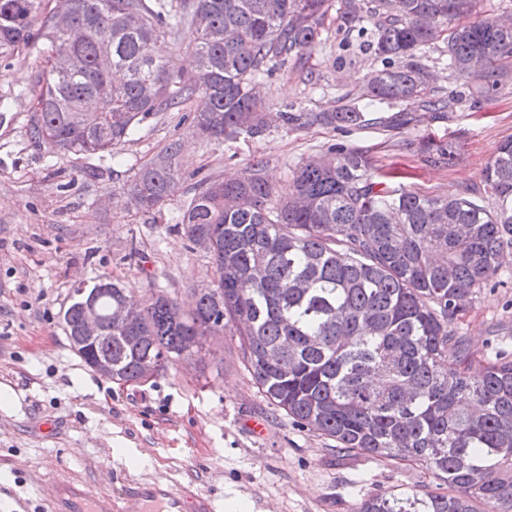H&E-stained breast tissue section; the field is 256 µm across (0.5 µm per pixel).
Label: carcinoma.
<instances>
[{
    "instance_id": "1",
    "label": "carcinoma",
    "mask_w": 512,
    "mask_h": 512,
    "mask_svg": "<svg viewBox=\"0 0 512 512\" xmlns=\"http://www.w3.org/2000/svg\"><path fill=\"white\" fill-rule=\"evenodd\" d=\"M43 0H0V58L47 46L73 52L82 70L38 75L40 119L27 135L44 136L64 154L113 153L149 116L196 99L198 134L207 140L260 137L269 128L254 93L269 64L293 62L307 79L331 9L337 27L366 37L381 60L362 97L398 104L379 118L404 129L416 112L443 119L453 99L429 87L420 51L437 43L472 105L509 78L512 26L474 15L475 0H69L72 22L59 29ZM193 30L195 71L170 68L160 43ZM89 99L105 116H84ZM286 126L360 127L365 113H279ZM406 149L450 165L456 145L427 138ZM184 145L170 142L130 187L151 213L172 196V169ZM254 160L234 181L206 180L184 206L181 228L206 238L215 271L195 309L148 281L135 330L109 320L98 302L104 339L76 353L112 380L138 383L148 367L164 373L213 330L237 338L258 392L278 411L336 441L342 453L366 452L421 464L436 490H393L362 499L354 512H512V359H478L452 324L498 271L512 248V138L503 140L483 187L434 196L392 186L364 153L333 146L303 161L280 193ZM487 196L493 206L478 203ZM83 316L79 296L63 312L68 335Z\"/></svg>"
}]
</instances>
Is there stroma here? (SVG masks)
<instances>
[{
	"label": "stroma",
	"instance_id": "35a3bbf8",
	"mask_svg": "<svg viewBox=\"0 0 512 512\" xmlns=\"http://www.w3.org/2000/svg\"><path fill=\"white\" fill-rule=\"evenodd\" d=\"M342 39L328 16L310 60L315 81L292 64L276 65L261 82L269 110L328 112L359 96L382 64L356 44L342 53ZM423 54L434 87L459 100L447 118L419 112L405 129L369 124L345 135L277 123L258 139L217 142L195 135L192 102L150 116L118 155L92 157L36 146L26 135L42 48L0 59V391L13 398L0 409V512H44L60 474L115 495L132 482L190 481L216 505L240 496L252 512H353L365 496L396 486L434 489L421 465L338 455L334 440L274 411L230 337L214 338L215 354L182 359L148 383L119 384L76 354L61 318L77 283L101 278L134 289L139 301L151 281L191 308L214 268L177 231L178 215L202 178L238 177L256 158L281 192L302 160L338 142L397 173L399 185L430 195L482 185L498 145L512 137V78L474 110L439 47ZM415 136L454 142L455 163L408 153L404 142ZM177 139L184 144L179 190L142 213L128 202L134 177ZM89 167L96 178L85 177ZM455 326L476 354L512 355V248ZM254 420L264 423L263 434L251 431Z\"/></svg>",
	"mask_w": 512,
	"mask_h": 512
}]
</instances>
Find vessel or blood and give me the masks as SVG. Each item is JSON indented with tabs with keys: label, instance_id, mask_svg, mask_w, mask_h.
<instances>
[{
	"label": "vessel or blood",
	"instance_id": "vessel-or-blood-1",
	"mask_svg": "<svg viewBox=\"0 0 512 512\" xmlns=\"http://www.w3.org/2000/svg\"><path fill=\"white\" fill-rule=\"evenodd\" d=\"M49 499L50 512H127L126 502H133L134 512H217L214 501L193 486L181 488L159 483L126 485L120 496L94 492L71 478L53 480Z\"/></svg>",
	"mask_w": 512,
	"mask_h": 512
}]
</instances>
